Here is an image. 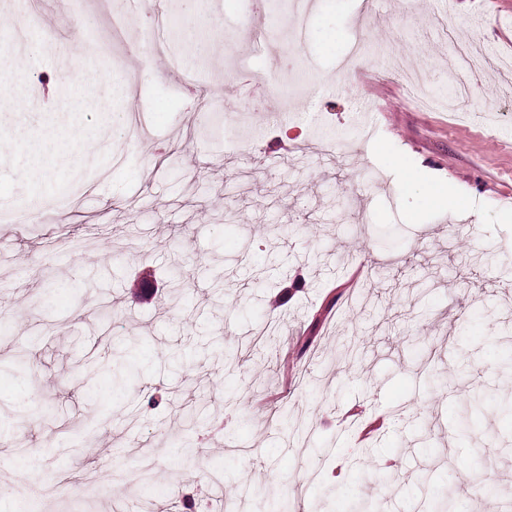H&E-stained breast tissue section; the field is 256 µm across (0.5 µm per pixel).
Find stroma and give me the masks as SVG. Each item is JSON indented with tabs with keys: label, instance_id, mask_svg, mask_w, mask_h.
I'll return each mask as SVG.
<instances>
[{
	"label": "stroma",
	"instance_id": "35a3bbf8",
	"mask_svg": "<svg viewBox=\"0 0 512 512\" xmlns=\"http://www.w3.org/2000/svg\"><path fill=\"white\" fill-rule=\"evenodd\" d=\"M308 2L298 37L266 0H180L168 53L190 31L214 45L185 74L148 50L147 5L125 9L141 50L120 69L99 0H37L45 40L0 81V127L23 144L58 112L87 132L90 156L34 172L0 150V418L28 408L0 427L10 502L28 481L15 462L34 448L58 487L42 512H185L188 497L222 512L227 496L246 512L280 498L348 512L358 496L375 512H432L443 489L455 512H512V418L498 409L512 357V0ZM228 30L244 36L248 72L280 71L287 97L210 108L236 86L219 81ZM79 54L87 85L121 84L110 110L64 80ZM117 108L142 129H113ZM416 168L452 182L469 212L427 206L407 180ZM353 340L364 356L349 367L337 355ZM133 343L137 391L87 375ZM288 346L293 380L256 414ZM19 349L31 375L8 365ZM157 387L169 400L154 409ZM474 396L481 428L463 436ZM191 403L223 426L187 458L173 445L190 436ZM47 405L64 430L41 419ZM146 451L147 489L126 480Z\"/></svg>",
	"mask_w": 512,
	"mask_h": 512
}]
</instances>
